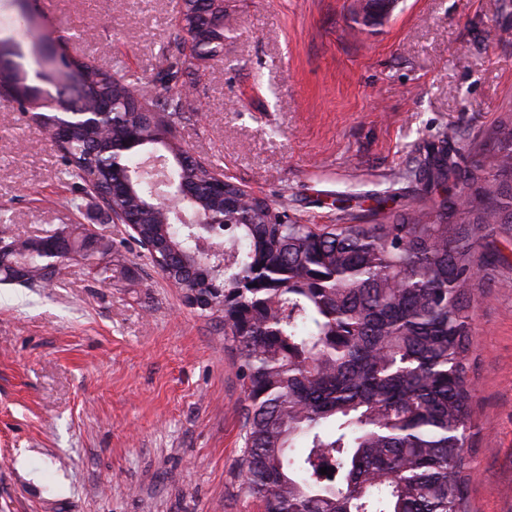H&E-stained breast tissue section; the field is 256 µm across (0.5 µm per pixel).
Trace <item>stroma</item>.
Instances as JSON below:
<instances>
[{
  "mask_svg": "<svg viewBox=\"0 0 512 512\" xmlns=\"http://www.w3.org/2000/svg\"><path fill=\"white\" fill-rule=\"evenodd\" d=\"M176 3L0 0V44L32 68L14 25L26 7L53 49L179 94L170 139L301 224L371 223L358 200L424 141L444 131L473 155L512 108V0H396L376 24L358 0H224L222 51L168 81ZM41 111L0 99V239L84 224L121 270L103 285L66 258L55 288L0 282V512H260L236 468L238 350L65 180ZM474 242L464 493L468 512H512V232Z\"/></svg>",
  "mask_w": 512,
  "mask_h": 512,
  "instance_id": "1",
  "label": "stroma"
}]
</instances>
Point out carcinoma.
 <instances>
[{
    "label": "carcinoma",
    "mask_w": 512,
    "mask_h": 512,
    "mask_svg": "<svg viewBox=\"0 0 512 512\" xmlns=\"http://www.w3.org/2000/svg\"><path fill=\"white\" fill-rule=\"evenodd\" d=\"M180 41L159 67L175 79L186 64ZM42 77L71 90L81 108L117 102L111 130L68 120L63 173L84 193L88 178L117 174L112 142L126 144L121 163L136 169L143 149L174 158L169 180L195 187L191 207L224 213L211 225L224 267L201 264L200 229L156 209L147 177L109 200L107 211L137 218L136 237L169 259L161 273L203 312L224 318V340L241 354L245 404L236 467L243 493L262 512H467L463 492L472 386L471 296L480 288L472 225L512 226V113L490 130L478 158L427 146L415 177L430 205L391 212L375 224H288L266 201L240 204L239 187L216 195L206 168L188 163L160 123L145 124L126 101L127 86L88 65L44 54L33 43ZM4 78L36 96L27 72ZM145 105L173 122L182 100L171 94ZM90 273L112 280V244L97 240ZM60 256L35 253L28 241L0 252V281L48 288ZM216 280L215 293L203 287ZM327 468L331 476L319 473Z\"/></svg>",
    "instance_id": "cac0c4a2"
}]
</instances>
